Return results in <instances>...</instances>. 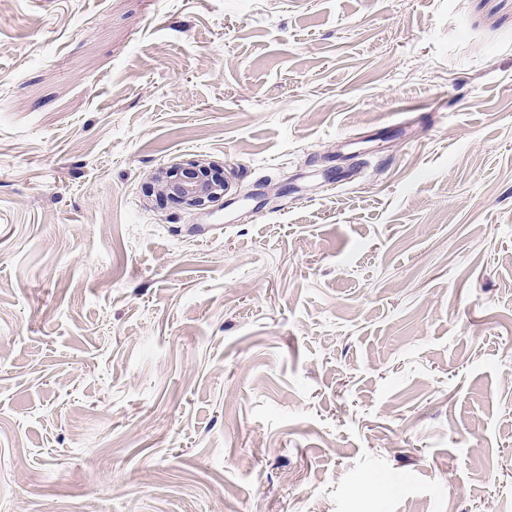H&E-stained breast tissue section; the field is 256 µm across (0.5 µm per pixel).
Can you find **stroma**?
<instances>
[{
	"instance_id": "stroma-1",
	"label": "stroma",
	"mask_w": 512,
	"mask_h": 512,
	"mask_svg": "<svg viewBox=\"0 0 512 512\" xmlns=\"http://www.w3.org/2000/svg\"><path fill=\"white\" fill-rule=\"evenodd\" d=\"M0 512H512V0H0ZM148 179V188L157 202L172 201L188 210H205L223 202L228 191L223 167L202 160L158 169Z\"/></svg>"
}]
</instances>
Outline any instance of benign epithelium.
Instances as JSON below:
<instances>
[{
	"instance_id": "1",
	"label": "benign epithelium",
	"mask_w": 512,
	"mask_h": 512,
	"mask_svg": "<svg viewBox=\"0 0 512 512\" xmlns=\"http://www.w3.org/2000/svg\"><path fill=\"white\" fill-rule=\"evenodd\" d=\"M148 188L157 202H175L188 210H205L224 201L228 184L222 166L190 160L149 175Z\"/></svg>"
}]
</instances>
